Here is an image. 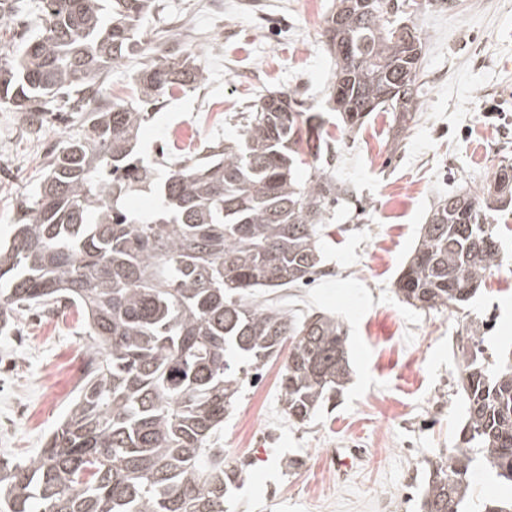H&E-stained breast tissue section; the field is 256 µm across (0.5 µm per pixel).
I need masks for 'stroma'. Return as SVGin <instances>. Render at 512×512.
Returning a JSON list of instances; mask_svg holds the SVG:
<instances>
[{"label": "stroma", "instance_id": "obj_1", "mask_svg": "<svg viewBox=\"0 0 512 512\" xmlns=\"http://www.w3.org/2000/svg\"><path fill=\"white\" fill-rule=\"evenodd\" d=\"M17 15L0 46L20 51L42 16L41 0H8ZM424 40L428 93L405 127L389 112L343 130L324 109L335 68L323 43L336 0H158L142 38L180 45L206 70L194 91L160 98L140 137L143 157L177 151V131L194 148L236 136V115L267 92H289L318 113L333 139L328 159L350 190L331 212L322 273L280 288L278 305L334 314L348 336L352 368L335 405L307 423L282 410L284 357L243 386L224 421V461L246 463L230 512H417L427 463L453 447L464 415L456 340L480 336L485 354L512 347V212L491 215L505 257L462 307L426 312L402 303L398 275L421 224L441 196L486 192L499 165L512 164V0H391ZM77 102L55 103L41 131L0 107V238L32 200L51 154L83 136ZM87 338L74 314L26 313L0 336V457L42 448L80 383L74 358Z\"/></svg>", "mask_w": 512, "mask_h": 512}]
</instances>
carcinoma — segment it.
I'll return each instance as SVG.
<instances>
[{
	"label": "carcinoma",
	"mask_w": 512,
	"mask_h": 512,
	"mask_svg": "<svg viewBox=\"0 0 512 512\" xmlns=\"http://www.w3.org/2000/svg\"><path fill=\"white\" fill-rule=\"evenodd\" d=\"M156 0H44L45 25L0 56V104L35 125L47 106L82 96L88 132L62 143L37 195L0 247V335L15 315L72 312L89 361L72 404L41 451L0 462V512H227L244 467L217 441L243 382L290 343L280 400L305 422L336 400L352 370L342 322L303 318L252 297L320 273V240L343 186L319 165L330 139L295 95L254 105L237 137L162 171L138 154L144 107L207 79L173 47L135 75L136 101L95 104L104 74L151 48L140 30ZM389 0H338L324 37L336 68L328 110L345 129L373 112L406 121L423 91V39L409 47ZM313 173L301 176L305 169ZM512 202V165L494 172ZM148 191L157 207L128 212ZM489 197L453 193L431 208L396 294L421 309L468 302L501 262ZM465 416L454 447L430 465L419 512H463L472 463L509 493L478 512H512V359L488 363L460 337Z\"/></svg>",
	"instance_id": "cac0c4a2"
}]
</instances>
